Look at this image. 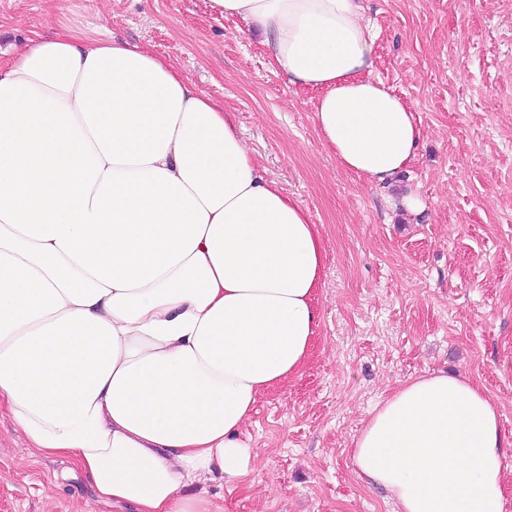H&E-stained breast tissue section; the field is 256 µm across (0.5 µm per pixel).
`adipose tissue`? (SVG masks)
Wrapping results in <instances>:
<instances>
[{
	"label": "adipose tissue",
	"instance_id": "obj_1",
	"mask_svg": "<svg viewBox=\"0 0 512 512\" xmlns=\"http://www.w3.org/2000/svg\"><path fill=\"white\" fill-rule=\"evenodd\" d=\"M263 36L339 165L391 182L421 130L372 78L364 0H211ZM324 246L222 102L144 46L60 26L0 67V408L115 512H223L187 486L250 476L262 393L301 375ZM497 405L409 379L351 449L396 512H504Z\"/></svg>",
	"mask_w": 512,
	"mask_h": 512
}]
</instances>
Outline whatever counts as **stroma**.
I'll list each match as a JSON object with an SVG mask.
<instances>
[{"label":"stroma","mask_w":512,"mask_h":512,"mask_svg":"<svg viewBox=\"0 0 512 512\" xmlns=\"http://www.w3.org/2000/svg\"><path fill=\"white\" fill-rule=\"evenodd\" d=\"M365 17L378 35L372 76L422 131L387 186L337 164L313 123L316 91L290 84L261 35L243 36L210 0H0V63L59 22L150 48L223 101L267 177L319 230L311 359L244 427L258 469L207 485L224 512H395L358 478L352 441L391 390L435 371L464 375L498 405L512 512V0H366ZM0 512L113 509L67 461L31 455L5 419Z\"/></svg>","instance_id":"stroma-1"}]
</instances>
